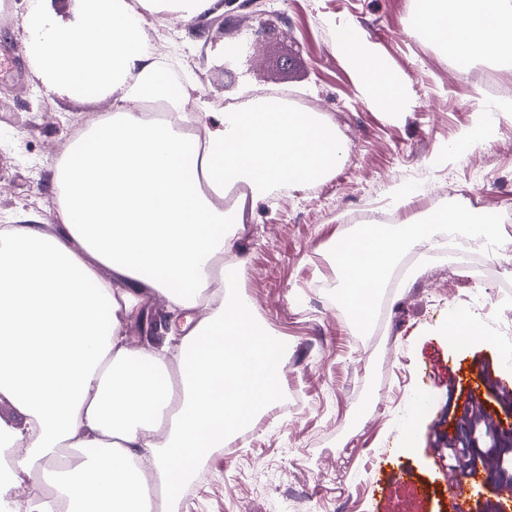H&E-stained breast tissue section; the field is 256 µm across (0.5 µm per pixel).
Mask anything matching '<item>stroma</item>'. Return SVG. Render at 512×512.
<instances>
[{
  "mask_svg": "<svg viewBox=\"0 0 512 512\" xmlns=\"http://www.w3.org/2000/svg\"><path fill=\"white\" fill-rule=\"evenodd\" d=\"M30 0H0V225L51 220L55 174L76 134L111 113L112 99L79 101L49 90L34 70L22 26ZM415 0H226L193 22L148 16L160 56L194 86L212 111L235 112L260 99L291 95L315 104L348 146L344 162L278 201L246 207L230 252L240 295L286 341L282 398H301L292 414L270 406L233 430L197 463L177 512H453L447 432L466 447L465 464L482 469L473 512H494L507 473L489 466L488 445L472 429L493 426L512 445V401L496 380L512 371L503 349L512 296L491 294L496 257L478 271L447 254L403 255L400 281L380 291L384 316L358 327L342 300L332 248L357 232L353 220L381 207L399 223L469 205L497 220L512 211V117L503 98L482 93L469 71L412 25ZM272 26L263 38V20ZM370 43L404 81L397 117L363 96L336 47L340 29ZM488 115L483 142L456 145L476 111ZM472 311L471 340L449 346L450 312ZM413 426H406V419ZM413 450L401 452L406 429ZM386 457V469L374 461ZM408 470L412 484L398 483Z\"/></svg>",
  "mask_w": 512,
  "mask_h": 512,
  "instance_id": "1",
  "label": "stroma"
}]
</instances>
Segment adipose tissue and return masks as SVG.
<instances>
[{"label": "adipose tissue", "mask_w": 512, "mask_h": 512, "mask_svg": "<svg viewBox=\"0 0 512 512\" xmlns=\"http://www.w3.org/2000/svg\"><path fill=\"white\" fill-rule=\"evenodd\" d=\"M213 3L75 0L66 19L39 0L23 19L46 86L78 100L108 94L114 110L71 143L55 180V227L0 226V402L15 413L0 419V459L10 461L0 502L22 483L46 482L55 493L38 512H168L197 461L279 395L280 338L248 304L207 285L233 245L225 226L243 223L246 202L290 174L323 177L347 145L319 117L280 102L211 112L197 101L202 134L192 139L142 118L144 100L180 114L190 98L154 54L146 16L189 22ZM415 24L431 39L453 37L462 56L512 68V0H419ZM337 45L374 107L400 112L402 84L373 47L350 30ZM235 187V210L224 213L214 200ZM478 225L498 233L454 207L339 243L354 320L370 323L372 293L403 253ZM153 294L183 314L180 334L159 348L131 346L122 325Z\"/></svg>", "instance_id": "obj_1"}]
</instances>
